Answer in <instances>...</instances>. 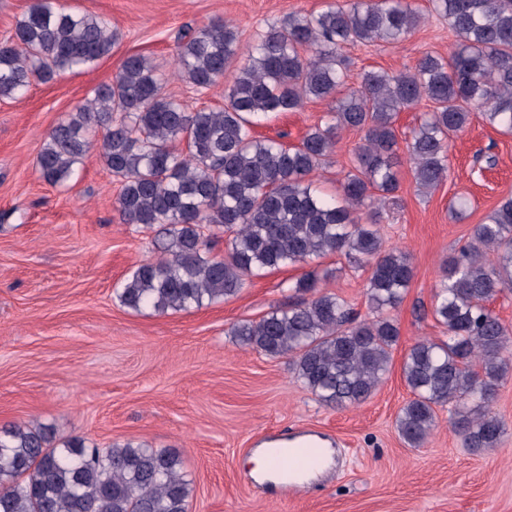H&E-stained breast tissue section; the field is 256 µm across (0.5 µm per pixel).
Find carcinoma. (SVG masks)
<instances>
[{
	"label": "carcinoma",
	"mask_w": 512,
	"mask_h": 512,
	"mask_svg": "<svg viewBox=\"0 0 512 512\" xmlns=\"http://www.w3.org/2000/svg\"><path fill=\"white\" fill-rule=\"evenodd\" d=\"M432 11L456 37L450 57L426 53L397 73L365 71L355 89L346 88L341 49L405 40L423 21L410 0H333L268 26L218 109L191 110L169 98L146 57H127L112 83L55 125L37 157L44 181L65 183L89 134L101 133L100 156L121 181L123 222L155 230L162 250L130 270L120 304L137 313L187 311L237 295L250 277L307 264L288 291L311 299L237 323L231 335L267 356H293L298 378L328 406L369 399L391 365L400 339L394 312L413 278L410 256L386 246L378 228L399 188L398 114L423 99L433 104L407 144L425 193L447 178L451 142L472 112L512 134V0H432ZM119 39L96 15L35 0L0 45V98L88 69ZM239 53L235 24L213 20L183 36L177 74L197 89L218 87ZM306 100L327 102L328 120L298 144L255 135L261 119ZM342 129L362 133V142L338 201L313 176ZM213 226L229 233L222 256L213 253ZM335 254L369 271L372 317L358 319L344 299L322 290L327 273L312 262ZM505 290H512V198L474 226L443 268L433 315L446 336L418 341L404 357L413 398L396 425L409 447L426 443L436 409L447 406L465 447L501 443L504 424L491 407L512 372V329L488 302ZM191 494L181 456L170 448L126 442L103 450L79 436L55 445L44 429L0 427V512H188Z\"/></svg>",
	"instance_id": "carcinoma-1"
}]
</instances>
